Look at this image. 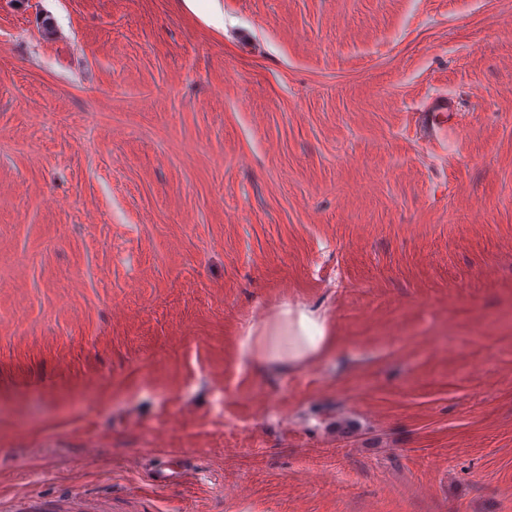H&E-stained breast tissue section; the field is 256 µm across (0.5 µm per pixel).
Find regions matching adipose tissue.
<instances>
[{
  "instance_id": "adipose-tissue-1",
  "label": "adipose tissue",
  "mask_w": 512,
  "mask_h": 512,
  "mask_svg": "<svg viewBox=\"0 0 512 512\" xmlns=\"http://www.w3.org/2000/svg\"><path fill=\"white\" fill-rule=\"evenodd\" d=\"M335 346L321 308L285 302L261 324L249 327L239 341L241 357L263 373H294L320 361Z\"/></svg>"
}]
</instances>
